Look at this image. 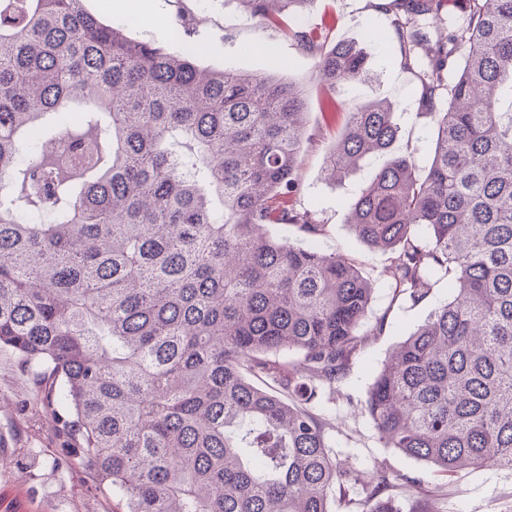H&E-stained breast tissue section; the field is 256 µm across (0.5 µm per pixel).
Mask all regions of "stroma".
<instances>
[{
    "instance_id": "obj_1",
    "label": "stroma",
    "mask_w": 512,
    "mask_h": 512,
    "mask_svg": "<svg viewBox=\"0 0 512 512\" xmlns=\"http://www.w3.org/2000/svg\"><path fill=\"white\" fill-rule=\"evenodd\" d=\"M85 7L134 39L174 52L198 49L199 64L208 68L268 73L282 67L306 92L310 142L302 156L297 201L326 226L317 247L354 259L374 285L363 326L368 333L364 344L353 355L335 394L319 396L312 404L324 424L332 457L357 478L348 498L333 496L331 512H347V499H364L367 488L380 482L385 485L384 495L397 500L402 512H412L424 493L433 499L436 512H512V471L491 466L447 474L437 471L385 447L367 411L369 390L383 360L434 307L448 300L450 290L443 282L420 304L394 300L381 274L384 255L350 233L347 212L383 159L366 157L342 183L325 180L326 150L348 116L320 111L318 103L326 90L315 76L313 58L284 32L241 12L236 0H155L148 14L142 0H86ZM299 22L309 28L323 27L328 44L344 40L363 49L370 76L348 87L344 99L394 103L400 133L393 152L412 154L419 166H427L433 148L432 120L419 114L418 85L395 60V47L380 37L390 25L389 16L371 10L369 0H319ZM378 323L383 330L376 336L372 329ZM58 413V408L47 406L46 390L34 379L30 366L12 350L0 348V461L9 464L7 474L0 476V512H116L117 498L108 487L91 480L69 448ZM414 477L421 479V487L411 485Z\"/></svg>"
}]
</instances>
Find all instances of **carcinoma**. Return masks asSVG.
Instances as JSON below:
<instances>
[{"mask_svg":"<svg viewBox=\"0 0 512 512\" xmlns=\"http://www.w3.org/2000/svg\"><path fill=\"white\" fill-rule=\"evenodd\" d=\"M272 26L317 0H237ZM385 0L400 66L435 126L430 162L394 154L388 101L351 42L288 34L349 120L328 181L383 166L346 224L386 255L393 299L455 293L388 356L367 407L385 447L441 472L512 470V0ZM101 21L84 0H0V347L38 374L122 512H329L354 475L308 408L336 389L372 300L358 263L273 235L299 209L304 90L283 72L206 70ZM51 138L69 165L40 150ZM367 493L362 512H401Z\"/></svg>","mask_w":512,"mask_h":512,"instance_id":"obj_1","label":"carcinoma"}]
</instances>
